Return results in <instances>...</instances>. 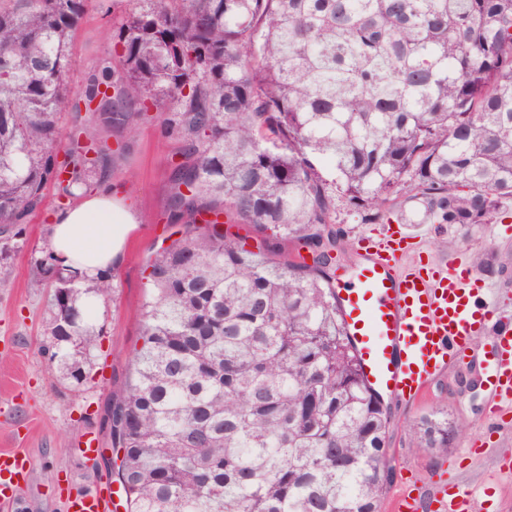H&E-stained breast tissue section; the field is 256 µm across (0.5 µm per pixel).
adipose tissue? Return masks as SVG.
<instances>
[{"label":"adipose tissue","instance_id":"obj_1","mask_svg":"<svg viewBox=\"0 0 512 512\" xmlns=\"http://www.w3.org/2000/svg\"><path fill=\"white\" fill-rule=\"evenodd\" d=\"M50 246L61 268L96 278L120 257L132 217L111 192H95L50 216Z\"/></svg>","mask_w":512,"mask_h":512}]
</instances>
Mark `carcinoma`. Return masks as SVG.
Here are the masks:
<instances>
[{
    "instance_id": "carcinoma-1",
    "label": "carcinoma",
    "mask_w": 512,
    "mask_h": 512,
    "mask_svg": "<svg viewBox=\"0 0 512 512\" xmlns=\"http://www.w3.org/2000/svg\"><path fill=\"white\" fill-rule=\"evenodd\" d=\"M94 9L112 48L76 87ZM152 120L177 144L181 236L142 269L141 345L112 402L125 512H379L391 421L336 301L334 194L373 223L512 216V0H0V234L99 190L108 139ZM226 223L311 262L257 260ZM38 267L43 349L79 387L101 339L77 301L108 302L112 271L85 287L51 251ZM61 289L72 340L53 343ZM465 432L446 411L416 427L427 448Z\"/></svg>"
}]
</instances>
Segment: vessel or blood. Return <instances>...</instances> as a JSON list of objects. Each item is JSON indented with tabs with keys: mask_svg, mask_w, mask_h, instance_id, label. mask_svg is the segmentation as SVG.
Returning <instances> with one entry per match:
<instances>
[{
	"mask_svg": "<svg viewBox=\"0 0 512 512\" xmlns=\"http://www.w3.org/2000/svg\"><path fill=\"white\" fill-rule=\"evenodd\" d=\"M400 231L364 238L359 259L336 290L366 381L383 395L420 398L449 360L487 339L492 368L489 421L512 412V312L472 266L430 265L411 257ZM26 473L19 453H0V500ZM475 497L453 484L434 494L437 512H473ZM70 512H112L111 494L71 501Z\"/></svg>",
	"mask_w": 512,
	"mask_h": 512,
	"instance_id": "vessel-or-blood-1",
	"label": "vessel or blood"
}]
</instances>
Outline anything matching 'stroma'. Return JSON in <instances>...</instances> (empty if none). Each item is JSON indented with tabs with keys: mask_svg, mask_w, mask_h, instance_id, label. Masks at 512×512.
I'll return each mask as SVG.
<instances>
[{
	"mask_svg": "<svg viewBox=\"0 0 512 512\" xmlns=\"http://www.w3.org/2000/svg\"><path fill=\"white\" fill-rule=\"evenodd\" d=\"M111 45V20L91 13L76 41L71 83L79 84ZM129 142V150L112 156L111 182L113 196L132 215L134 226L121 262L112 267V297L95 316V326L102 331L103 365L81 387H72L42 351L50 292L33 262L50 248L48 218L56 204L47 203L26 225L22 242L0 237V263L10 271L0 281V450L19 452L26 459L25 478L11 503L0 505V512H68L70 496L95 491L112 472L106 409L131 373V350L140 331V269L167 235L165 161L175 148L153 122L142 125ZM404 230L423 259L436 264L471 262L477 249L491 252L504 270L490 281L512 304V237L497 236L490 224L466 230L408 224ZM490 368L488 347L479 339L464 360L435 376L421 400L389 399L393 482L411 486L421 503L432 501L438 484L450 481L468 485L478 499L493 502L497 512H512V473L497 467L499 456L512 452V426L491 437L485 433ZM442 410L449 419L464 422L466 434L447 448L421 447L417 424ZM90 435L99 440L93 460L81 452ZM476 444L481 455L469 456L468 448Z\"/></svg>",
	"mask_w": 512,
	"mask_h": 512,
	"instance_id": "obj_1",
	"label": "stroma"
}]
</instances>
